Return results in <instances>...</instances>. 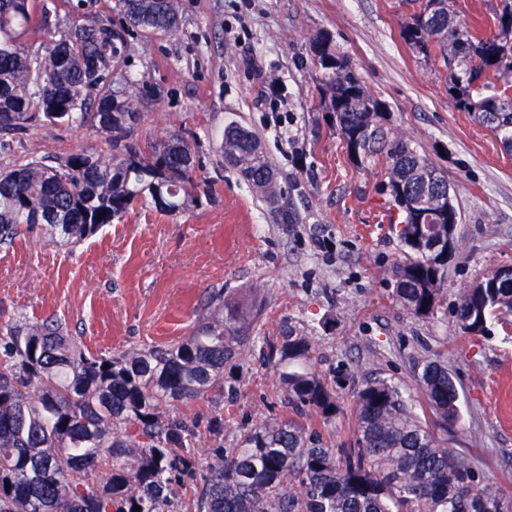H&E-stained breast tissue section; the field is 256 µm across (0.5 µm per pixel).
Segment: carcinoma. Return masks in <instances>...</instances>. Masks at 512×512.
Returning a JSON list of instances; mask_svg holds the SVG:
<instances>
[{
    "label": "carcinoma",
    "mask_w": 512,
    "mask_h": 512,
    "mask_svg": "<svg viewBox=\"0 0 512 512\" xmlns=\"http://www.w3.org/2000/svg\"><path fill=\"white\" fill-rule=\"evenodd\" d=\"M497 31L476 37L456 19L452 0H425L403 39L422 53L439 51L451 69L455 107L489 128L512 152V0ZM47 0H0V135L66 123L107 135L108 148L64 157L19 159L0 170V243L23 224H45L67 243L81 242L139 204L179 213L198 200L194 152L175 133L143 148L132 137L144 99L134 82L116 90L112 74L134 50L129 32L173 34L177 0H115L110 18L91 17L57 32L50 51L30 55L19 41L36 32ZM321 70L319 106L335 114L349 154L360 161L386 152V190L403 214L405 260L393 271L394 299L428 318L440 305L448 254L430 252L458 223L445 175L410 140L383 127L382 105L348 61L321 36L310 44ZM224 160L253 190L275 203L280 189L259 138L231 122ZM418 200L421 206L411 205ZM451 253L458 250L452 239ZM459 328L483 333L512 313V282L495 270L460 292ZM258 309L217 293L176 344L133 348L111 357L84 349L56 319L0 324V512H183L176 478L195 474L194 424L173 413L204 397L224 400V370L251 347ZM311 341L281 337L274 366L284 400L326 422L335 390L293 364ZM109 368H103V364ZM417 384L442 428L459 417V392L448 366L427 360ZM356 440L334 448L293 418L245 426L236 446L203 472L194 512H512L478 486L469 462L423 424L401 388L384 378L354 396ZM140 506L135 510L134 506Z\"/></svg>",
    "instance_id": "1"
}]
</instances>
